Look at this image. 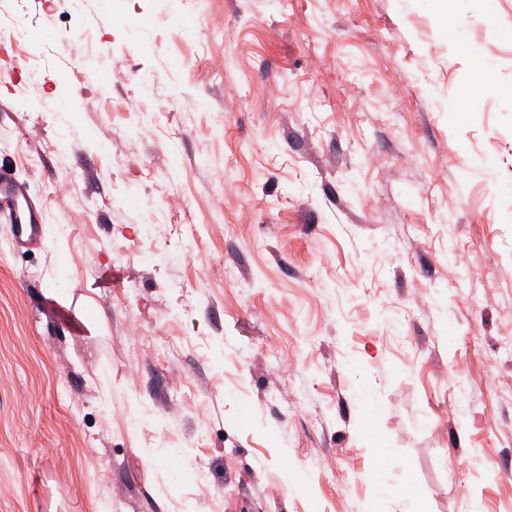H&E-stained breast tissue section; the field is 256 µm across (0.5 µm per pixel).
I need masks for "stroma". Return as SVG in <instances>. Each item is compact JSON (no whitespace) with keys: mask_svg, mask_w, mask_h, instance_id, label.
Returning <instances> with one entry per match:
<instances>
[{"mask_svg":"<svg viewBox=\"0 0 512 512\" xmlns=\"http://www.w3.org/2000/svg\"><path fill=\"white\" fill-rule=\"evenodd\" d=\"M0 15V512H512V0ZM0 200L7 202L12 208L10 230L14 243H36L41 236L43 209L29 200L26 187L6 177H0Z\"/></svg>","mask_w":512,"mask_h":512,"instance_id":"35a3bbf8","label":"stroma"}]
</instances>
